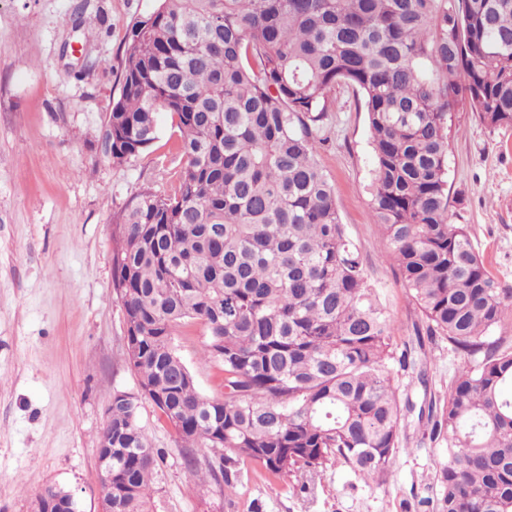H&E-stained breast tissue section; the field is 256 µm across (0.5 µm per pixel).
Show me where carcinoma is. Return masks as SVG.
Returning <instances> with one entry per match:
<instances>
[{"instance_id":"obj_1","label":"carcinoma","mask_w":512,"mask_h":512,"mask_svg":"<svg viewBox=\"0 0 512 512\" xmlns=\"http://www.w3.org/2000/svg\"><path fill=\"white\" fill-rule=\"evenodd\" d=\"M112 100V162L179 133L178 184L146 188L113 225L112 286L135 394H112V512H151L159 452L153 404L184 448L318 475L341 459L379 484L406 413L447 448L438 512H512V287L449 223L448 134L468 110L512 125V0H158L125 37ZM362 96L375 156L372 209L386 257L421 312L423 340L462 357L431 392L427 360L393 347L394 321L348 238L312 127L328 93ZM204 326L200 355L224 396L198 391L176 343Z\"/></svg>"}]
</instances>
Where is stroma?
Masks as SVG:
<instances>
[{"instance_id": "1", "label": "stroma", "mask_w": 512, "mask_h": 512, "mask_svg": "<svg viewBox=\"0 0 512 512\" xmlns=\"http://www.w3.org/2000/svg\"><path fill=\"white\" fill-rule=\"evenodd\" d=\"M157 0H0V512H33L35 489L71 491L79 512H99L98 433L114 392H137L122 357L125 326L112 292V225L146 188H170L180 167L169 113L157 115L154 145L125 163L101 156L99 136L124 62L128 25ZM318 161L336 190L349 238L396 321L395 345L422 317L396 267L381 253L371 207L375 158L364 101L329 93ZM449 221L465 225L490 272L512 285V127L491 128L454 113L448 136ZM196 322L179 351L206 396L224 374L201 364ZM432 390L443 393L461 363L426 344ZM161 451L152 512H425L431 476L446 449L409 415L390 473L368 485L342 463L322 475L275 479L245 464L233 494L186 466L175 430L145 405Z\"/></svg>"}]
</instances>
